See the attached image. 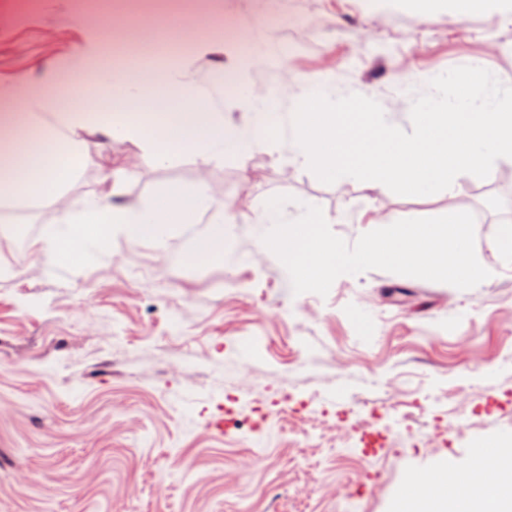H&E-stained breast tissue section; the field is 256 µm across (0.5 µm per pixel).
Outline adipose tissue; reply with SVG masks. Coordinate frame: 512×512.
Wrapping results in <instances>:
<instances>
[{"mask_svg": "<svg viewBox=\"0 0 512 512\" xmlns=\"http://www.w3.org/2000/svg\"><path fill=\"white\" fill-rule=\"evenodd\" d=\"M212 14V0H196L184 32L195 57L169 70L149 94L136 77L106 61L104 26L132 31L127 53L134 56L141 52L135 34L151 19L147 13L119 10L108 23L102 12L86 14L95 35L66 61L19 81L0 82V199L17 207H47L64 198L68 179L90 160L83 141L87 134L139 141L161 165L177 151L191 148L204 166L250 150L260 140L283 137L297 165L316 164L333 178L368 188L388 183L406 193L424 184L455 192L458 171L486 172L494 158L512 157V94L490 99L479 89L465 104L446 101L445 91H438L440 107L422 113L408 129L375 107L353 121L333 112L313 115L305 92L291 111H279L274 99L264 98L249 109L246 126L227 121L210 103L197 67L198 59L215 46L209 37ZM86 76L93 82L94 108L55 93L64 78ZM118 194L113 181L106 194L67 200L61 209L65 224L47 227L31 239V253L44 265H53L76 224L105 227L104 234L81 238L78 249L84 254L100 250L106 239H147L166 249L177 226L204 220L209 228L195 241L194 255L223 258L224 203L211 193L205 178L170 189L154 203H121ZM408 488L395 512H512V451L477 449L470 470L442 469L425 482L413 475Z\"/></svg>", "mask_w": 512, "mask_h": 512, "instance_id": "1", "label": "adipose tissue"}]
</instances>
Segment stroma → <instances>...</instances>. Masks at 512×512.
I'll return each instance as SVG.
<instances>
[{
    "mask_svg": "<svg viewBox=\"0 0 512 512\" xmlns=\"http://www.w3.org/2000/svg\"><path fill=\"white\" fill-rule=\"evenodd\" d=\"M69 0H0V79L62 60L91 34ZM215 42L249 36L265 66L254 88L296 103L317 79L325 107L375 103L411 126L433 83L451 93L475 74L484 93L512 78V0L461 17L452 0H223ZM92 163L66 186L81 198L122 179L125 203L159 200L195 181L192 151L157 165L139 143L88 140ZM466 170L455 195L300 167L268 139L208 167L233 235L223 259L192 253L205 225L182 226L171 251L122 243L94 260L62 246L53 267L0 236V512H393L411 475L473 465L476 448H512V269L460 290L369 270L338 277L327 296L293 295L287 270L258 242L266 202L321 207L347 243L379 222L434 217L469 197L476 253L499 263L498 226L512 187ZM375 326L363 338L355 316ZM339 393L344 422L326 404ZM237 426L213 429L227 396ZM387 444L375 458L362 431Z\"/></svg>",
    "mask_w": 512,
    "mask_h": 512,
    "instance_id": "stroma-1",
    "label": "stroma"
}]
</instances>
